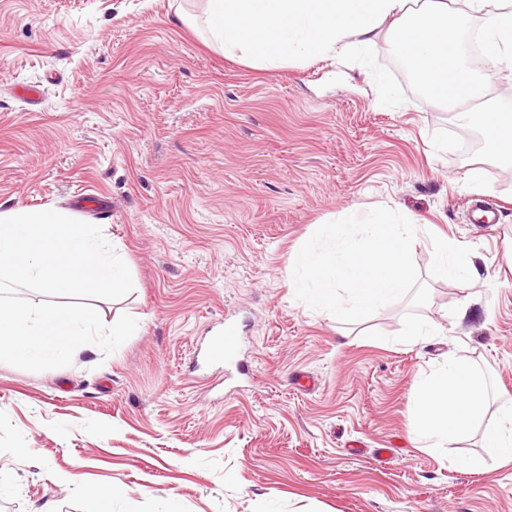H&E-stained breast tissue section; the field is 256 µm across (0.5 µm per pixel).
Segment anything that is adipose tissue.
<instances>
[{
	"label": "adipose tissue",
	"mask_w": 512,
	"mask_h": 512,
	"mask_svg": "<svg viewBox=\"0 0 512 512\" xmlns=\"http://www.w3.org/2000/svg\"><path fill=\"white\" fill-rule=\"evenodd\" d=\"M205 22L213 42L230 55L261 66L356 53L368 56L376 32L389 23L399 57L421 79L428 98L456 111L480 132L489 156L512 168V100L494 95L502 72H512V0H205ZM480 17L481 54L460 61L465 15ZM436 278H477L473 257L456 241L436 237ZM487 389L471 364L451 357L416 389V442L438 450L469 433L485 410ZM495 464L512 462V404L503 406L482 432Z\"/></svg>",
	"instance_id": "obj_1"
}]
</instances>
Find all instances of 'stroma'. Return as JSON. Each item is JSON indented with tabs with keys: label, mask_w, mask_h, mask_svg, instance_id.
I'll return each instance as SVG.
<instances>
[{
	"label": "stroma",
	"mask_w": 512,
	"mask_h": 512,
	"mask_svg": "<svg viewBox=\"0 0 512 512\" xmlns=\"http://www.w3.org/2000/svg\"><path fill=\"white\" fill-rule=\"evenodd\" d=\"M204 8L0 0V210L101 225L133 290L93 304L138 323L67 367L0 363V512H99L83 489L104 484L112 512H512V465L463 464L480 431L444 453L412 435L417 384L448 355L483 375L487 419L512 398V171L461 158L460 121L401 75L388 26L370 65L266 68L207 42ZM475 199L496 224L468 222ZM376 207L429 225L412 247L428 303L347 324L297 300L292 255ZM433 232L478 254L479 281L434 277ZM418 319L438 335L404 343ZM226 320L248 372L200 376Z\"/></svg>",
	"instance_id": "1"
}]
</instances>
